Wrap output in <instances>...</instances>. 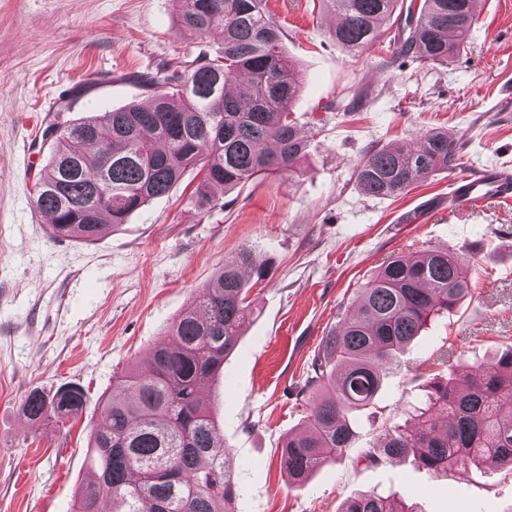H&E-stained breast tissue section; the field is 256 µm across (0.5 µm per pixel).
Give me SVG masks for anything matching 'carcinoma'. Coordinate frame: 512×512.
Instances as JSON below:
<instances>
[{"label":"carcinoma","mask_w":512,"mask_h":512,"mask_svg":"<svg viewBox=\"0 0 512 512\" xmlns=\"http://www.w3.org/2000/svg\"><path fill=\"white\" fill-rule=\"evenodd\" d=\"M180 30L196 38L219 31L221 46L199 49L158 79L138 77L150 92L130 104L67 127L72 146L57 151L33 179L32 207L52 217L51 236L90 243L132 213L171 192L192 167L196 192L228 193L250 180L294 171L307 143L292 120L302 81L283 49L282 32L264 0H174ZM343 18L333 37L349 49L372 43L399 0H328ZM470 0H410L413 19L400 51L447 62L473 26ZM240 83L246 91L228 88ZM459 139L428 131L419 146L372 149L356 165L368 195L399 197L438 171L462 165ZM249 270L253 278L244 276ZM473 260L446 248L390 257L360 289L307 370L299 395L304 428L283 443L288 478L343 458L355 432L352 410L372 405L384 366L430 318L448 315L470 294ZM268 266L251 248L224 263L171 325L145 365L112 378L89 455L93 478L74 512H237L239 472L224 446L211 405L201 397L224 371L250 313L251 290ZM86 392L77 384L27 395L23 411L41 421L77 418ZM416 429L384 432L363 461L413 455L435 473H467L469 463L512 465V348L474 373L431 381ZM398 490L352 498L341 512H415Z\"/></svg>","instance_id":"obj_1"}]
</instances>
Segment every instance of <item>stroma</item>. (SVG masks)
Listing matches in <instances>:
<instances>
[{
	"label": "stroma",
	"mask_w": 512,
	"mask_h": 512,
	"mask_svg": "<svg viewBox=\"0 0 512 512\" xmlns=\"http://www.w3.org/2000/svg\"><path fill=\"white\" fill-rule=\"evenodd\" d=\"M302 78L293 118L307 142L296 174L196 195L188 170L96 241L55 239L31 204L33 176L65 127L143 102L137 78L164 76L196 54L174 0H0V512H70L91 476L85 460L112 378L143 363L173 321L240 249L269 259L253 312L224 374L204 392L239 463L237 512H340L367 492L403 489L415 512H512V468L436 474L413 457L361 461L385 428L416 424L432 378L467 372L512 348V202L440 222V171L399 198L362 191L355 166L370 148L412 147L442 128L459 136L464 171L512 173V0H485L452 63L399 51L404 18L351 50L332 33L325 0H267ZM83 95H76V88ZM417 221L401 223L404 213ZM450 247L479 265L472 294L390 360L374 405L351 420L342 461L299 487L282 445L304 424L297 398L312 358L374 271L394 254ZM82 386V415L35 423L25 396Z\"/></svg>",
	"instance_id": "1"
}]
</instances>
